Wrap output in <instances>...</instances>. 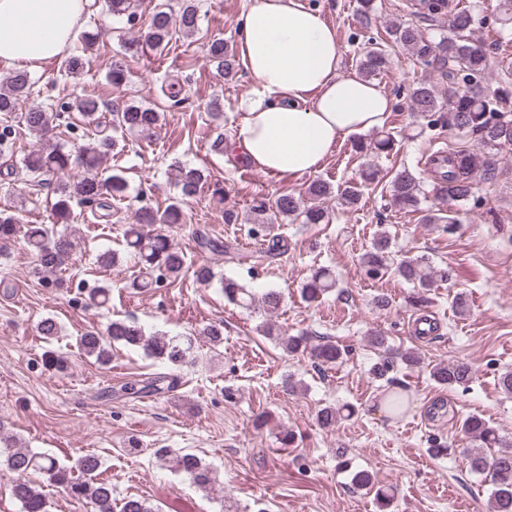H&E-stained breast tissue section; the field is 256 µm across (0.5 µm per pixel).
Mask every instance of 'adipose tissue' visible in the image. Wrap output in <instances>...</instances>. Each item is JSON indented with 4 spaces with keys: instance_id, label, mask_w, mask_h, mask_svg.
Listing matches in <instances>:
<instances>
[{
    "instance_id": "adipose-tissue-1",
    "label": "adipose tissue",
    "mask_w": 512,
    "mask_h": 512,
    "mask_svg": "<svg viewBox=\"0 0 512 512\" xmlns=\"http://www.w3.org/2000/svg\"><path fill=\"white\" fill-rule=\"evenodd\" d=\"M88 0H0V67L33 71L63 53ZM241 62L254 82L235 150L279 176L317 172L354 135L385 126L392 102L375 82L340 72L336 32L302 0H252Z\"/></svg>"
}]
</instances>
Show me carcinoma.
I'll use <instances>...</instances> for the list:
<instances>
[{"label":"carcinoma","mask_w":512,"mask_h":512,"mask_svg":"<svg viewBox=\"0 0 512 512\" xmlns=\"http://www.w3.org/2000/svg\"><path fill=\"white\" fill-rule=\"evenodd\" d=\"M132 0H104L102 11L112 16H127L132 20L135 12ZM473 8H462L448 18L439 38L432 39L421 28L410 22L397 21L388 28L390 42L382 44L368 39L359 48L355 68L364 78H372L385 71L391 63L390 48L401 46L425 64L436 63L442 77L448 79V104L439 101L435 86L422 80L412 92L414 114L430 118V123L458 134L475 135L485 151L465 156L462 164L448 160V166L436 171L433 189L444 204L460 202L471 194L473 179L480 173L495 170V160L490 150L512 146V115L505 112V105L512 101L509 84L512 83V66L500 65V79L504 86L490 96L483 86V78L489 68L486 50L474 44L469 33L475 24ZM200 16L195 0H182L179 7V29L189 35L198 29ZM172 6L163 0L154 6L149 18V41L152 47L164 48L172 38ZM103 29L84 30L78 35L81 49L74 50L61 63L63 76L71 77L84 67L85 51L102 37ZM208 55L217 63V70L228 75L236 67L235 55L227 50L224 41L214 40L208 46ZM32 79L24 70L0 75V112H15L20 103L32 92ZM71 108L78 112L84 124L92 128L93 138L73 148L49 145L35 149L21 160V171L38 186L51 188L55 196L53 204L56 220L63 224L73 222V206L89 202L95 206L97 217L107 222L112 218V202L127 197L128 183L123 171L115 168L100 169L103 157L114 147L108 128L120 129L131 136L151 132L163 120V113L145 105L112 107L111 121L101 120L96 100L81 98ZM23 129L42 141L52 129L53 113L40 106H33L21 114ZM79 169L71 177L69 172ZM203 172L194 167L182 166L178 170L181 199L171 202L164 210L148 206L136 209L135 223L124 231L123 250H107L99 256L106 267L120 263V252L130 253L137 259L140 271L129 287L146 290L161 278L176 280L186 267V257L172 247L168 237L161 233L143 230L145 226L178 224L182 220L181 200L195 196L203 185ZM333 194L330 184L316 180L309 184L305 195L283 193L275 199H260L251 206L252 231L267 243V253L279 256L288 251L287 241L275 233V224L291 219L303 224L329 222L328 212L320 206H309L307 200L326 199ZM392 204L401 210H420L423 181L408 170L399 172L389 186ZM22 239L34 255L36 273L47 284L62 287L63 281L56 277L72 256L74 241L71 236L57 229V224H23L12 209L0 210V243ZM362 266L371 279L393 274L414 285V293L408 302L420 310L426 307L427 294L436 281L447 278L445 270L430 267L424 259L392 258L391 240L387 232H381L372 247L362 257ZM224 298L239 307L250 308L257 304L268 313L276 312L282 302L281 292L270 289L261 297L244 288L232 278H220ZM338 288L336 273L327 267L317 268L302 284L301 295L309 303L321 299ZM284 350L290 355L307 353L315 363L328 366L340 362L347 356L345 349L327 337L315 338L309 334L280 338ZM371 344L382 350L380 359L370 368L372 378L391 385L390 374L395 369V356L388 347L386 337L374 332ZM121 344L138 348L149 358L166 366H181L192 349V338L167 336L156 333L146 335L133 317L112 320L104 332L88 331L77 339L78 349L95 361L106 365L112 359V345ZM430 375L439 385L455 388L465 386L472 378L469 366L462 363L436 364ZM168 376L157 373L138 388L132 384L125 390L133 393L155 392L164 389ZM355 409L325 407L318 412V423L323 428L336 426L343 415H352ZM461 432L469 439L471 447L464 450L466 463L474 474H490L493 512H512V440L501 436L497 428L479 415H469L460 425ZM156 454L184 474L201 491L210 493L217 484L216 472L193 453L160 448ZM16 475L11 486L12 496L21 504L22 512H50V502L43 487L29 478L33 472L48 477L54 485L63 489L71 498L85 500L93 512H156L150 501L143 498H128L117 505L112 501V484L97 478L99 458L93 454L78 457L70 464L59 462L46 453L33 452L16 445L13 437L0 423V465Z\"/></svg>","instance_id":"carcinoma-1"}]
</instances>
